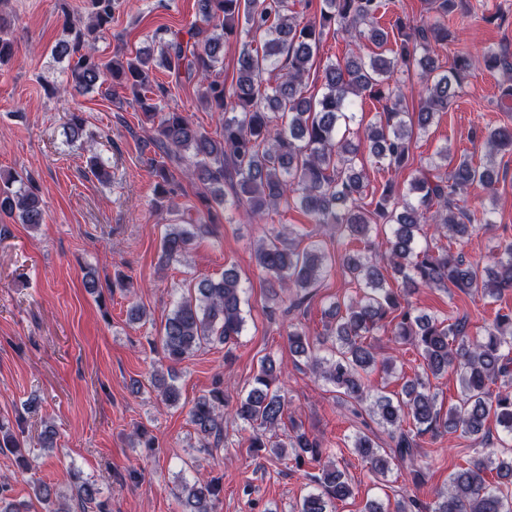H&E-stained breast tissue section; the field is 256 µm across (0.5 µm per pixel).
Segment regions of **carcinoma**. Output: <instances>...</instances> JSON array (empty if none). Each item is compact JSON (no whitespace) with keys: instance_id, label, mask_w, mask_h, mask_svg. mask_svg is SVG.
I'll return each mask as SVG.
<instances>
[{"instance_id":"1","label":"carcinoma","mask_w":512,"mask_h":512,"mask_svg":"<svg viewBox=\"0 0 512 512\" xmlns=\"http://www.w3.org/2000/svg\"><path fill=\"white\" fill-rule=\"evenodd\" d=\"M198 19L187 31L193 43L179 34H159L151 45L128 56L121 51L104 61L96 43L112 22L119 0H90L86 24L66 25L68 38L52 53L68 59L66 85L83 94L108 84L107 91L132 96L144 123L151 125L160 154L151 159L158 178L159 199L174 193L172 168L187 162L198 185L204 211L170 224L162 241L161 262L187 253L196 224H215L229 209L243 210L262 220L283 207L295 208L314 224L336 229L330 243L303 244L311 233L294 224L259 240L254 247L257 267L267 275L268 292L291 294L284 310L288 318L290 351L304 358L316 377L332 385L345 405H366L376 424L387 433L390 446L380 448L369 436L356 433L352 452L370 471L384 477L391 466L409 470L417 485L423 474L416 466L419 439L426 434L461 432L483 445L484 455L448 477L435 500L408 499L397 512H512V310L497 313L493 322L471 334L463 320L452 323L418 313L408 297L421 288H456L483 301L497 302L512 291V241L493 249V262H468L451 245L470 236L475 224H491V212L477 217L460 205L474 185L492 192L497 183L494 156L512 153V128L488 129L483 136L487 160L481 165L467 155L452 156L443 147L420 165L406 190L388 179L377 198L365 202L367 176L357 166L366 147L374 164L399 174L414 162L415 137L427 132L435 115L448 110L465 75L470 58L458 55L448 68L439 63L438 48L454 40L448 17L462 9L463 0H431L422 24L402 18L392 35L379 27L384 0H319L305 22L297 19L295 0H197ZM10 29L0 17V64L13 57ZM341 35L354 49L323 70L321 95L307 94L306 79L323 38ZM380 52L368 56L364 42ZM237 51V77L226 85L221 77L224 46ZM489 70H501L512 81V56L503 51L483 54ZM163 69L199 83V101L224 115L223 132L212 136L195 127L184 113L170 107L169 90L156 82ZM419 75L417 118L403 111L404 92L398 74ZM49 87L56 94L62 89ZM390 103L376 122L353 129L356 108L363 98ZM38 189L18 173L0 181V215L37 226L44 220ZM384 231V250L369 253L372 233ZM450 245L432 246L428 231ZM341 261L354 294L332 303L325 311L322 335L312 340L301 327L312 288ZM390 269L398 287L382 273ZM245 289L238 273L226 269L218 279L203 278L193 294L177 302L165 317L159 342L165 358L175 365L207 344L228 348L237 343L245 326ZM384 333L398 344L410 345L423 359L422 372L407 380L399 392L373 389L370 376L393 370V360L379 359L374 341ZM451 373L459 383L456 403L442 412L430 378ZM281 367L264 357L249 389L234 405L217 383L188 410L189 420L211 451L224 440V408L253 431L252 447L269 448L277 457L294 450V461H309L318 472L308 474L313 489L296 504L295 512H333L336 502L353 494L346 469L321 465L322 442L296 424L287 440L278 438L288 400L280 386ZM163 400L175 402L178 389L154 378ZM494 417L502 434L488 439L485 424ZM495 467L499 481L486 480ZM220 494L213 479L194 477L181 485L182 512H214ZM79 512H107L101 489L84 484L77 495Z\"/></svg>"}]
</instances>
